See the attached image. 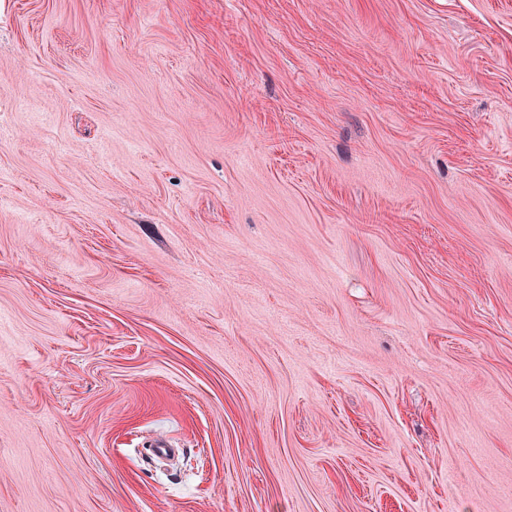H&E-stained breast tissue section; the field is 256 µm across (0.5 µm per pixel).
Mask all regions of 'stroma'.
<instances>
[{
  "label": "stroma",
  "mask_w": 512,
  "mask_h": 512,
  "mask_svg": "<svg viewBox=\"0 0 512 512\" xmlns=\"http://www.w3.org/2000/svg\"><path fill=\"white\" fill-rule=\"evenodd\" d=\"M0 512H512V0H0Z\"/></svg>",
  "instance_id": "stroma-1"
}]
</instances>
